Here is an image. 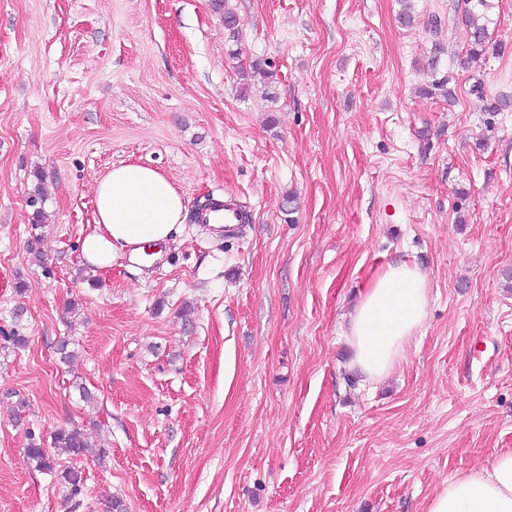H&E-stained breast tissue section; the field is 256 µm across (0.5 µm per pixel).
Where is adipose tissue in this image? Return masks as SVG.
<instances>
[{
    "label": "adipose tissue",
    "instance_id": "obj_1",
    "mask_svg": "<svg viewBox=\"0 0 512 512\" xmlns=\"http://www.w3.org/2000/svg\"><path fill=\"white\" fill-rule=\"evenodd\" d=\"M96 227L81 241L86 265L111 269L119 252L167 245L187 217L173 184L140 164L112 168L95 186ZM429 302L419 268L390 263L370 281L348 316L344 333L350 366L365 380L386 377L403 360L411 336L424 324ZM426 512H512V450L496 451L484 463L448 481Z\"/></svg>",
    "mask_w": 512,
    "mask_h": 512
}]
</instances>
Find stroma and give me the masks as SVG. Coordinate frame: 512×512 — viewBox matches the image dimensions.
Returning a JSON list of instances; mask_svg holds the SVG:
<instances>
[{
	"label": "stroma",
	"mask_w": 512,
	"mask_h": 512,
	"mask_svg": "<svg viewBox=\"0 0 512 512\" xmlns=\"http://www.w3.org/2000/svg\"><path fill=\"white\" fill-rule=\"evenodd\" d=\"M211 2L0 0V512H425L512 450V107L486 109L512 0L476 62L466 0L410 27L399 0H227L235 40ZM255 63L272 83L244 88ZM435 71L452 98L422 94ZM126 163L189 217L163 264L93 273L95 185ZM222 196L249 222L216 237L192 215ZM396 261L428 316L367 383L344 316ZM74 425L106 450L65 457L77 496L25 451Z\"/></svg>",
	"instance_id": "1"
}]
</instances>
